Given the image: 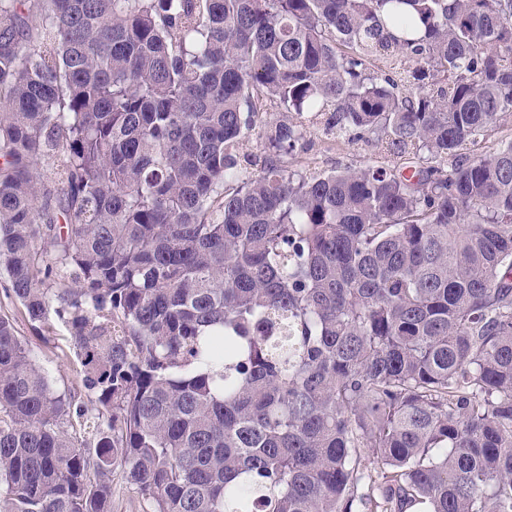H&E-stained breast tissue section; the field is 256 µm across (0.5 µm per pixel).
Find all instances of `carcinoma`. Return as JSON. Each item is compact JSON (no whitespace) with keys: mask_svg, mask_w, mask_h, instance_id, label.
Listing matches in <instances>:
<instances>
[{"mask_svg":"<svg viewBox=\"0 0 512 512\" xmlns=\"http://www.w3.org/2000/svg\"><path fill=\"white\" fill-rule=\"evenodd\" d=\"M509 112L512 0H0V271L82 382L0 316V512H512ZM279 112H281V106H279V104L269 101L263 103L261 121L258 122L256 128L250 131L248 134V144L254 151H258L262 146L261 134L264 124L273 120L276 116H278ZM512 139V114H504L489 130L484 140L480 144L484 151H493L501 143L508 142ZM389 161V162H388ZM294 169L309 171H330L349 164L385 162L374 142L350 144L346 140L326 136L319 125H310L302 148L290 159ZM3 284L0 276V316L12 321L19 336L28 343L31 357L51 376L59 392H80V361L64 323L52 314L50 327L38 330L39 324L29 321L23 307L6 296ZM361 469L364 474V479L359 489L360 495H371L375 491L379 483V474L382 469L380 461L371 454H364L361 462ZM112 512H153L152 503L126 481L121 469L112 473Z\"/></svg>","mask_w":512,"mask_h":512,"instance_id":"obj_1","label":"carcinoma"}]
</instances>
